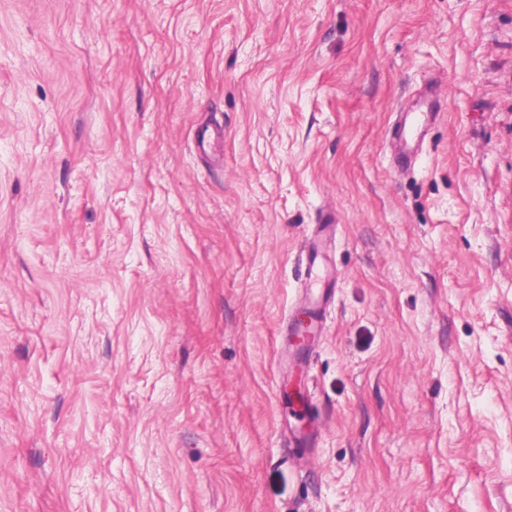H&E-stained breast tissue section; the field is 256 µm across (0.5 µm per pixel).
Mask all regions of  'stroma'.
I'll use <instances>...</instances> for the list:
<instances>
[{
  "mask_svg": "<svg viewBox=\"0 0 512 512\" xmlns=\"http://www.w3.org/2000/svg\"><path fill=\"white\" fill-rule=\"evenodd\" d=\"M0 512H512V0H0ZM320 235L312 238L308 244L307 262L305 267V305L307 320L304 322L294 323L288 326L287 339L284 342V352L288 353L290 349L299 351L294 346L295 340L301 337L306 344L311 343L316 336H321L325 324V308L330 300V296L316 294L312 288L324 279V271L322 270L319 257L327 240L330 230H335L333 223L319 224Z\"/></svg>",
  "mask_w": 512,
  "mask_h": 512,
  "instance_id": "35a3bbf8",
  "label": "stroma"
}]
</instances>
